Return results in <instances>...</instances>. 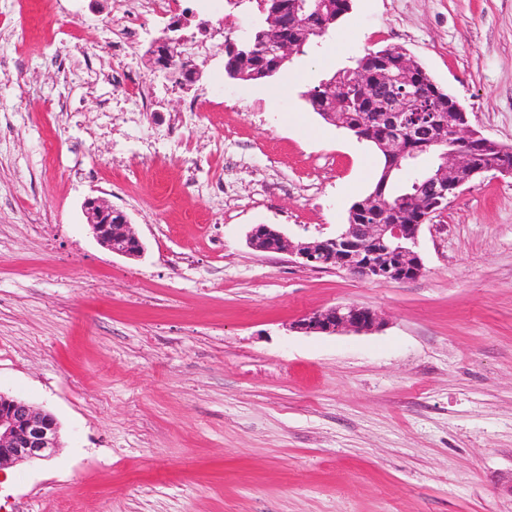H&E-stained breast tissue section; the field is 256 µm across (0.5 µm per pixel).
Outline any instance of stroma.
<instances>
[{"label": "stroma", "mask_w": 512, "mask_h": 512, "mask_svg": "<svg viewBox=\"0 0 512 512\" xmlns=\"http://www.w3.org/2000/svg\"><path fill=\"white\" fill-rule=\"evenodd\" d=\"M130 3L0 0V392L61 427L51 459L0 470V512H512V177L433 215L405 283L246 240L334 234L372 189L375 148L306 102L367 50L402 47L512 145V0H353L259 82L229 79L220 49L255 4L182 0L144 24L205 42L200 77L176 86L134 50L149 112L112 79ZM89 196L127 214L142 257L95 239ZM350 304L380 328H292Z\"/></svg>", "instance_id": "obj_1"}]
</instances>
